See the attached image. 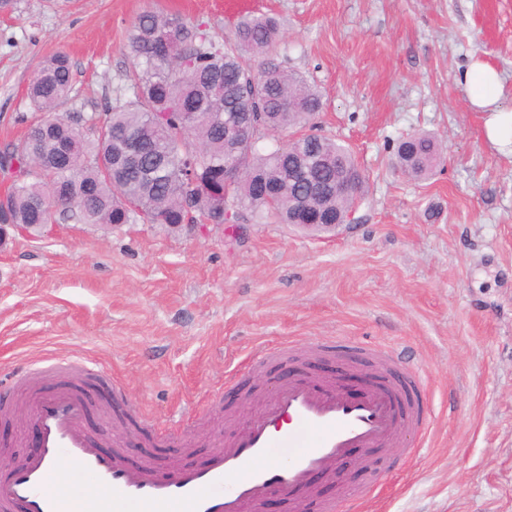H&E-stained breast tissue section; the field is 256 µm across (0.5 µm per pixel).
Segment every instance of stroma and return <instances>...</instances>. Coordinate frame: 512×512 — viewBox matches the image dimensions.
Masks as SVG:
<instances>
[{
  "instance_id": "1",
  "label": "stroma",
  "mask_w": 512,
  "mask_h": 512,
  "mask_svg": "<svg viewBox=\"0 0 512 512\" xmlns=\"http://www.w3.org/2000/svg\"><path fill=\"white\" fill-rule=\"evenodd\" d=\"M277 16L285 69L321 92L320 133L348 144L366 174L352 226L315 237L286 224L169 233L156 224L58 221L0 249V389L58 358L88 359L113 381L73 373L92 403L86 430L131 463H202L259 411L265 381L227 379L261 349L356 341L419 369L431 398L426 446L384 458L363 512H512V153L458 81L478 58L512 106V0H13L0 10V151L35 115L39 63L66 52L75 97L96 116L132 93L129 39L145 12L227 33L237 13ZM430 133L440 158L414 180L396 170L400 136ZM120 384L160 427L105 416Z\"/></svg>"
}]
</instances>
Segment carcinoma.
I'll return each instance as SVG.
<instances>
[{
    "label": "carcinoma",
    "instance_id": "obj_1",
    "mask_svg": "<svg viewBox=\"0 0 512 512\" xmlns=\"http://www.w3.org/2000/svg\"><path fill=\"white\" fill-rule=\"evenodd\" d=\"M277 18L245 13L218 38L172 14L138 17L130 38L136 59L133 97L117 99L91 131L61 112L72 101L69 58H46L28 87L42 117L24 138L0 153L14 171L0 224H30L37 232L56 220L81 224L224 223L225 200L242 224H298L297 209L347 214L358 196L333 191L313 197L315 185H336V167L365 176L353 151L314 126L321 94L285 70L277 48ZM142 151L134 158L125 142ZM303 157L304 182H290L288 165ZM438 145L431 134L402 138L395 165L406 176L432 175Z\"/></svg>",
    "mask_w": 512,
    "mask_h": 512
}]
</instances>
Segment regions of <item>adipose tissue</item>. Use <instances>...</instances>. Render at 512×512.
I'll return each instance as SVG.
<instances>
[{
    "label": "adipose tissue",
    "instance_id": "1",
    "mask_svg": "<svg viewBox=\"0 0 512 512\" xmlns=\"http://www.w3.org/2000/svg\"><path fill=\"white\" fill-rule=\"evenodd\" d=\"M460 81L470 105L487 112L486 139L496 146L512 144V108L501 106L500 76L488 63L476 59L462 71Z\"/></svg>",
    "mask_w": 512,
    "mask_h": 512
}]
</instances>
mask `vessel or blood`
<instances>
[{
	"label": "vessel or blood",
	"instance_id": "1",
	"mask_svg": "<svg viewBox=\"0 0 512 512\" xmlns=\"http://www.w3.org/2000/svg\"><path fill=\"white\" fill-rule=\"evenodd\" d=\"M329 353L349 365L371 363L376 376L361 396L308 372L311 358ZM75 367L62 359L31 369L25 378L41 443L19 467L0 475V512H61L48 486L50 469L61 461L75 477L72 493L85 500L86 512H164L175 502L189 504L191 512H263L276 495L289 498L292 512H336L340 503L347 512H360L378 489L380 471L372 456L399 447L407 430L427 428L421 379L393 354L358 342H314L301 350L285 343L262 349L246 364L249 373L274 372L271 394L244 428L212 448L205 465L162 469L147 457L133 467L126 449L102 454L87 434L82 393L66 387L41 391L46 373ZM353 448L366 452L357 463L364 480L342 483L340 503L318 498L313 477L336 479Z\"/></svg>",
	"mask_w": 512,
	"mask_h": 512
}]
</instances>
